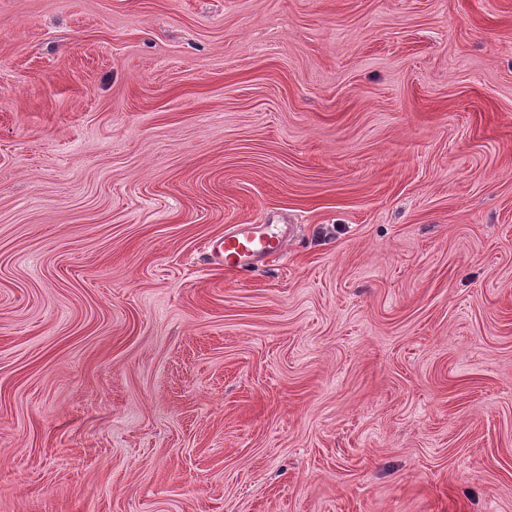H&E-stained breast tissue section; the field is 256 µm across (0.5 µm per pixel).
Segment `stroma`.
<instances>
[{"label":"stroma","instance_id":"stroma-1","mask_svg":"<svg viewBox=\"0 0 512 512\" xmlns=\"http://www.w3.org/2000/svg\"><path fill=\"white\" fill-rule=\"evenodd\" d=\"M0 512H512V0H0ZM255 224H239L233 231L225 233L216 248L223 258L224 269L234 272L244 269L249 263L263 255L281 251L284 239L280 233L258 230Z\"/></svg>","mask_w":512,"mask_h":512}]
</instances>
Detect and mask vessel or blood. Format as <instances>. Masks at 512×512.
I'll return each instance as SVG.
<instances>
[{"label":"vessel or blood","instance_id":"vessel-or-blood-1","mask_svg":"<svg viewBox=\"0 0 512 512\" xmlns=\"http://www.w3.org/2000/svg\"><path fill=\"white\" fill-rule=\"evenodd\" d=\"M283 245L281 234L260 231L254 224H241L225 233L217 251L224 261L225 271L233 272L261 256L279 253Z\"/></svg>","mask_w":512,"mask_h":512}]
</instances>
